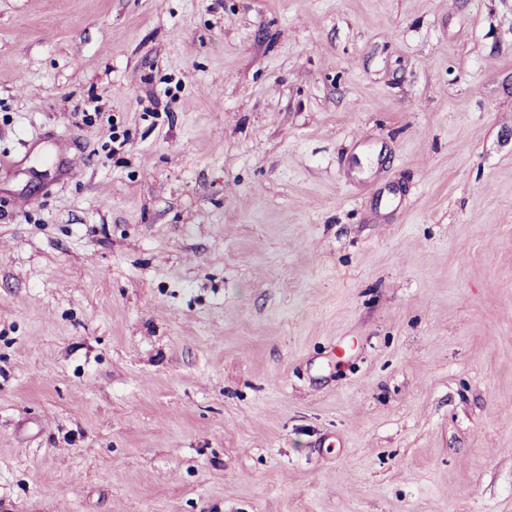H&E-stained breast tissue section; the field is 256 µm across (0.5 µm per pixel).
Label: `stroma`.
<instances>
[{
  "label": "stroma",
  "mask_w": 512,
  "mask_h": 512,
  "mask_svg": "<svg viewBox=\"0 0 512 512\" xmlns=\"http://www.w3.org/2000/svg\"><path fill=\"white\" fill-rule=\"evenodd\" d=\"M0 512H512V0H0Z\"/></svg>",
  "instance_id": "obj_1"
}]
</instances>
